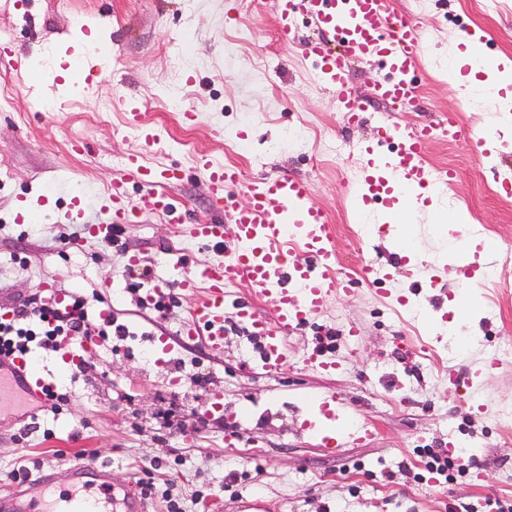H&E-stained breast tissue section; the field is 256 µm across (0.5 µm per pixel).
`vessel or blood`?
Returning a JSON list of instances; mask_svg holds the SVG:
<instances>
[{"mask_svg":"<svg viewBox=\"0 0 512 512\" xmlns=\"http://www.w3.org/2000/svg\"><path fill=\"white\" fill-rule=\"evenodd\" d=\"M303 13L321 30L322 35L303 42L302 52L311 59L318 75L335 93L344 120L362 122L366 110L360 97L348 89L351 66L376 60L386 70L372 90L375 100L391 108L413 106L418 98L413 76L422 65V26L413 17L390 11L388 0H275V12L282 32H289L295 11ZM106 68L105 60L78 59L72 69L81 75L86 87L98 86ZM450 141L471 143L481 149L482 141L473 140L457 113H449L439 124ZM432 137L427 127L399 124L379 128L375 137L361 147L365 158L361 177L348 193V204L357 214H364L372 204H393L401 199L423 202L435 187V178L426 165L425 148ZM196 168L207 181L212 201L223 209L227 223H191L187 235L202 244L224 248L223 259L188 269L179 286L199 291L191 318L181 330L188 337L202 336L212 352H221L229 327L224 319L225 290L244 288L248 299L239 303L236 325L259 338L263 348V366L272 370L285 359L284 341L288 331L305 326L321 312L330 299L346 291L352 278L364 282L387 280L390 270L360 266L356 275L338 270L334 244L335 226L313 199L310 182L279 174L261 175L244 181L237 166L215 162L202 154ZM183 178L176 165L154 166L143 153L134 151L124 158L122 170L114 178L104 207L103 222L88 225L91 238L111 242L116 227L140 213L172 216L174 207L160 185H174ZM136 182L147 191L130 200L126 185ZM246 202H239L238 193ZM303 260H296V253ZM269 300L275 310V322L257 316L253 303ZM94 337L80 341L64 338L61 359L74 367L96 351ZM12 377L29 396H43L44 379L27 356L14 359ZM77 490L64 489L58 503L45 496L29 498L24 512H112L121 504L122 512H146L144 499L132 490L116 498L107 467L71 471Z\"/></svg>","mask_w":512,"mask_h":512,"instance_id":"obj_1","label":"vessel or blood"}]
</instances>
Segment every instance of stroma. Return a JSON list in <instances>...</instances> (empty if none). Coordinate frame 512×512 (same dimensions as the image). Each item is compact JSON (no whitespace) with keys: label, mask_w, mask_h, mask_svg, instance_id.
I'll use <instances>...</instances> for the list:
<instances>
[{"label":"stroma","mask_w":512,"mask_h":512,"mask_svg":"<svg viewBox=\"0 0 512 512\" xmlns=\"http://www.w3.org/2000/svg\"><path fill=\"white\" fill-rule=\"evenodd\" d=\"M396 13L439 28L415 74V107L390 110L372 100L384 71L356 63L349 87L367 99L366 121L345 127L334 93L320 81L301 44L314 26L290 34L277 26L274 0H0V62L13 109L0 112V308L52 287L84 295L90 317L111 309L125 335L100 341L95 355L60 380L70 400L60 410L37 406L25 392L0 395V501L20 483L53 475L67 484L73 467H112L124 487L152 470L159 490L149 512H166V499L184 512H241L261 495L270 512H455L484 499L512 500V359L495 349L512 341V201L496 194L495 177L512 178V111L501 103L465 106L471 81L501 86L498 69L474 70L457 47L460 26L479 25L490 52L512 57V0L485 13L481 0H392ZM81 14L83 28L73 25ZM189 48L194 64L180 75L170 55ZM94 52L110 66L99 87L72 97L78 76L70 57ZM181 92L195 113L187 123L167 111L166 96ZM57 101L46 112L44 100ZM141 104L163 138L146 147L126 123V102ZM112 109L100 111L101 101ZM459 112L469 127L486 111L498 113L482 153L434 135L427 149L433 170L454 169L453 184L437 182L430 204L412 223L389 234L360 235L347 201L364 157L359 145L378 128L399 122L436 126ZM306 139L285 140L286 129ZM85 144L70 149L71 140ZM142 151L154 165H180L185 176L168 186L172 219L142 216L122 227V246L89 238L66 217L72 189L84 194L86 219L97 223L101 197L123 158ZM208 154L239 167L245 178L290 174L309 181L313 199L336 226L339 268L387 266L397 247L410 254V272L393 280L352 285L308 325L288 335L279 369L261 364L258 339L234 328L220 355L186 346L177 335L196 300L179 290L185 264L219 259L201 243L182 244V220L224 222L210 201L194 160ZM40 207L37 224L15 223L20 202ZM139 256L155 278L174 283V305L157 317L143 293L127 289ZM490 267L471 320L470 337L454 343L446 331L466 288L458 265ZM334 334L338 369L326 375L306 363L320 337ZM167 335L168 352L150 353L152 336ZM206 376L199 384L198 376ZM224 410L210 411L214 391ZM335 396L342 413L374 429L366 442L346 438L336 455L322 452L308 424L318 401ZM176 407L173 426L162 416ZM474 440V466L450 482H433L417 454L445 440Z\"/></svg>","instance_id":"obj_1"}]
</instances>
